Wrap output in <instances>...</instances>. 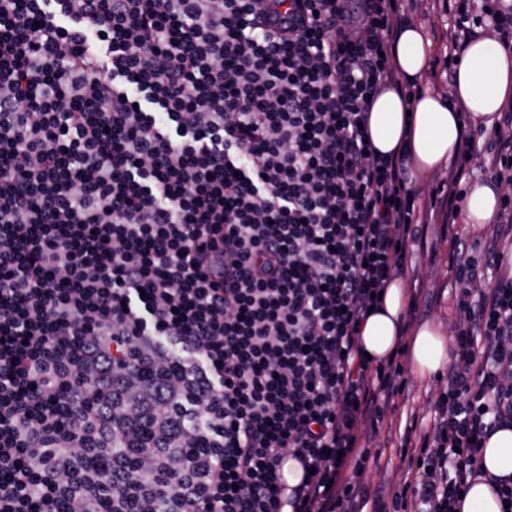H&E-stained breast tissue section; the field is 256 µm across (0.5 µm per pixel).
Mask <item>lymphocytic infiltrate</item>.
Instances as JSON below:
<instances>
[{
  "mask_svg": "<svg viewBox=\"0 0 512 512\" xmlns=\"http://www.w3.org/2000/svg\"><path fill=\"white\" fill-rule=\"evenodd\" d=\"M391 0H0V512H361L399 390L361 327L420 211L377 155ZM512 237V105L487 146ZM448 385L402 483L512 427V252L452 237ZM300 483L287 487L285 459Z\"/></svg>",
  "mask_w": 512,
  "mask_h": 512,
  "instance_id": "obj_1",
  "label": "lymphocytic infiltrate"
}]
</instances>
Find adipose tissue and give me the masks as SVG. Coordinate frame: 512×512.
<instances>
[{"label": "adipose tissue", "instance_id": "1", "mask_svg": "<svg viewBox=\"0 0 512 512\" xmlns=\"http://www.w3.org/2000/svg\"><path fill=\"white\" fill-rule=\"evenodd\" d=\"M392 53L400 83L376 95L369 110L370 139L379 154L406 158L409 183L419 186L459 158L465 126L491 129L499 112L512 103V51L494 37L470 39L446 96L427 87L432 44L422 27L404 22ZM499 203V191L487 182H474L465 223H491ZM406 312L403 281L397 278L361 328L363 349L372 359H387L396 350ZM409 359L419 377L436 373L447 360L442 330L429 324L420 327ZM481 462L483 474L473 478L458 512H500V500L487 478H512L511 428L496 431L486 440Z\"/></svg>", "mask_w": 512, "mask_h": 512}]
</instances>
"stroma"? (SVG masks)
Instances as JSON below:
<instances>
[{
  "mask_svg": "<svg viewBox=\"0 0 512 512\" xmlns=\"http://www.w3.org/2000/svg\"><path fill=\"white\" fill-rule=\"evenodd\" d=\"M397 9L406 19L421 25L433 43L430 81L434 91L448 93L451 84L446 70V40L452 22L442 5L429 0H398ZM492 226L477 224L447 225L442 211H434L424 246L408 244L410 264L404 279L405 290L414 291L417 307L408 311L405 324L408 333L423 325L441 327L451 334L459 317L455 290V267L449 243L451 235L465 238L477 271L485 269L484 245L489 241ZM400 378L406 387L392 397L383 422L365 430L362 447L357 454L363 460L360 472H347L349 482H363L368 500L363 512H374L377 504H391L398 484L405 473L417 464L421 435L429 431L434 416V403L448 381L446 370L429 378L412 374L407 355L397 356Z\"/></svg>",
  "mask_w": 512,
  "mask_h": 512,
  "instance_id": "1",
  "label": "stroma"
}]
</instances>
